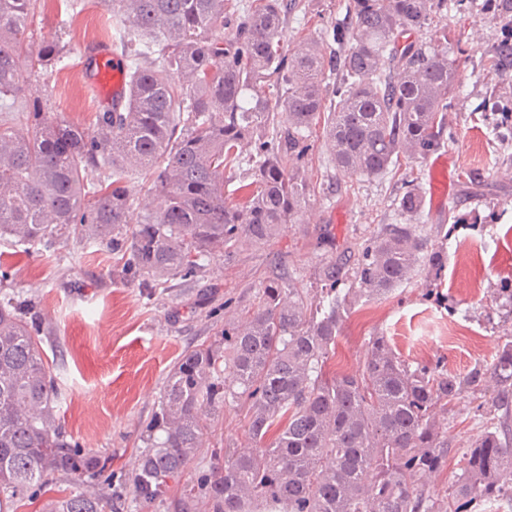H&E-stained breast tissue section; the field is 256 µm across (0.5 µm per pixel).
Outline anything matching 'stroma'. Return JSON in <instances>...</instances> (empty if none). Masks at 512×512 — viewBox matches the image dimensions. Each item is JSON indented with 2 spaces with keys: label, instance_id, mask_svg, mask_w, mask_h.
<instances>
[{
  "label": "stroma",
  "instance_id": "1",
  "mask_svg": "<svg viewBox=\"0 0 512 512\" xmlns=\"http://www.w3.org/2000/svg\"><path fill=\"white\" fill-rule=\"evenodd\" d=\"M339 0H300L281 31L286 55L318 39L335 21ZM484 0H457L448 15V42L460 63L459 90L448 104L450 148L393 169L385 176H337L321 127L310 137L311 182L336 189L309 198L296 223L267 244L215 258L197 281H171L148 295L141 281L122 273V252L72 235L51 246L0 239V298L32 303L42 321L44 363L63 393L58 410L69 441L106 461L90 489L105 493L107 512H174L169 499H135L128 478L144 449L142 433L157 408L164 381L192 347L217 340L225 324L251 310L260 284L280 278L313 288L326 255L348 258L377 225L386 223L405 183L426 198L422 232L443 247L446 267L439 291L424 283L363 302L345 320L331 370L355 373L373 336L389 337L403 359L440 363L463 373L492 363L512 320L503 321L496 288L512 282V129L503 107L512 108V75L491 65L502 40V15L486 12ZM35 42L63 37V62L25 82L26 100L45 101L51 112L91 127L99 104L82 90L83 51L112 42V10L100 0H82L72 12L66 0H37L29 19ZM498 418L487 395L466 394L448 412V444L463 449ZM245 411L229 404L211 419L206 446L185 470L197 483L214 456L239 442Z\"/></svg>",
  "mask_w": 512,
  "mask_h": 512
}]
</instances>
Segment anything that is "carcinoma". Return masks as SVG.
Wrapping results in <instances>:
<instances>
[{"mask_svg": "<svg viewBox=\"0 0 512 512\" xmlns=\"http://www.w3.org/2000/svg\"><path fill=\"white\" fill-rule=\"evenodd\" d=\"M36 0H0V112L22 100L24 74L67 56L28 48ZM297 0H112V29L126 59L123 102L81 128L39 105L21 127L0 124V238L35 245L77 234L127 253L126 271L155 288L195 281L204 261L262 245L294 224L311 187L312 127L323 124L336 172L380 177L401 158L449 147L448 100L458 61L448 29L429 31L448 0H350L354 25L330 24L287 57L283 16ZM231 32L224 34V26ZM334 99L326 100L327 92ZM247 165L243 202L224 198V169ZM99 172L92 190L90 171ZM151 173L161 198L130 223L131 183ZM419 187L396 200L398 219L379 224L352 263L328 259L321 287L268 279L244 321L187 351L167 375L134 464L133 494L152 502L179 484L204 447L208 421L226 404H247L248 443L224 449L201 486L183 490L177 512H448L462 500L512 497V339L489 365L461 374L412 365L385 336L368 342L361 369L326 370L343 322L361 301L413 280L437 285L442 249L419 230ZM40 321L0 303V505L21 501L62 474H100L99 457L67 440L62 400L36 336ZM485 392L501 420L461 453L448 500L429 478L452 449L443 421L466 393ZM83 491L50 497L43 512H106Z\"/></svg>", "mask_w": 512, "mask_h": 512, "instance_id": "1", "label": "carcinoma"}]
</instances>
